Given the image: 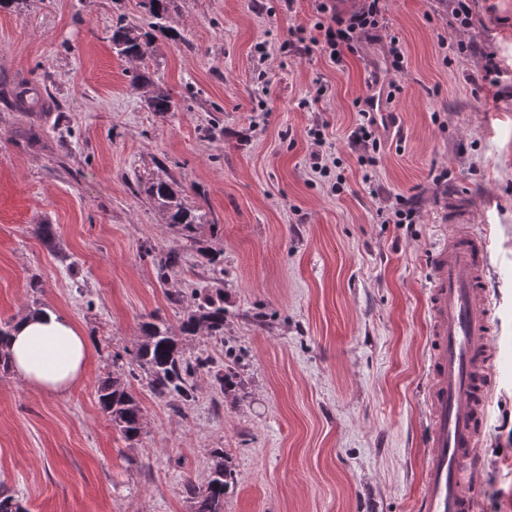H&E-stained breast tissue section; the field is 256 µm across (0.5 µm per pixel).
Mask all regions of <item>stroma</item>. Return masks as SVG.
<instances>
[{
    "mask_svg": "<svg viewBox=\"0 0 512 512\" xmlns=\"http://www.w3.org/2000/svg\"><path fill=\"white\" fill-rule=\"evenodd\" d=\"M176 0L146 60L179 109L149 111L112 51L139 0H25L0 8V318L49 306L89 337L81 386L59 397L0 371V481L29 512H192L212 449L236 471L224 512H416L428 451L426 286L449 220L490 239L489 291L512 350V0H385L380 37L334 64L289 55L314 0ZM399 38L401 71L384 47ZM271 46L260 59V44ZM475 46L495 56L478 79ZM397 87L376 164L353 146L371 71ZM340 157L339 191L313 174L309 128ZM448 180L433 185L434 172ZM185 191L207 223L192 239L146 188ZM413 223H383L397 196ZM52 227L51 241L33 232ZM176 251L160 275L159 254ZM222 290L224 338L185 336L188 356L236 351L235 388L205 372L193 399L132 381L144 431L125 440L97 404L127 378L143 325L179 330L199 293ZM479 447L481 512H512V359L497 370Z\"/></svg>",
    "mask_w": 512,
    "mask_h": 512,
    "instance_id": "stroma-1",
    "label": "stroma"
}]
</instances>
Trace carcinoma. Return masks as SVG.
<instances>
[{
  "label": "carcinoma",
  "instance_id": "1",
  "mask_svg": "<svg viewBox=\"0 0 512 512\" xmlns=\"http://www.w3.org/2000/svg\"><path fill=\"white\" fill-rule=\"evenodd\" d=\"M174 0H142L147 22L142 25L119 24L112 30V46L115 53L139 66L130 71V85L144 93V101L153 112H176L179 103L170 92L156 84L144 64L154 33L169 34L166 26L170 6ZM149 198L163 213L166 223L178 226L190 237L195 225L208 223V213L201 208L190 209L184 204L185 189L172 180L157 178L146 189ZM13 327V320H0V368H9L6 345ZM204 328L216 339L224 338V295H203L193 308L184 314L180 331L194 335ZM145 338L138 344L134 360L146 375L150 393L159 400L173 395L189 402L192 398L193 374L205 369L213 374L222 390L235 386L237 378L235 363L222 366L202 354L194 358L184 356L179 337L175 336L164 321L144 324ZM97 402L100 411L108 417L121 436L128 441L136 440L142 434V406L131 386L117 377H107L97 387ZM212 462L207 482L196 487L188 485L194 512H224V497L236 482L234 469L224 455V449L211 452ZM0 512H28L22 500L0 485Z\"/></svg>",
  "mask_w": 512,
  "mask_h": 512
}]
</instances>
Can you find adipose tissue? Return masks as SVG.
Listing matches in <instances>:
<instances>
[{
	"mask_svg": "<svg viewBox=\"0 0 512 512\" xmlns=\"http://www.w3.org/2000/svg\"><path fill=\"white\" fill-rule=\"evenodd\" d=\"M7 350L21 385L55 395L67 394L85 379L93 355L88 336L69 316L50 308L19 317Z\"/></svg>",
	"mask_w": 512,
	"mask_h": 512,
	"instance_id": "ef3b65f1",
	"label": "adipose tissue"
}]
</instances>
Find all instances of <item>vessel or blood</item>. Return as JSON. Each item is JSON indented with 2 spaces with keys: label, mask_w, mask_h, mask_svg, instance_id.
I'll return each instance as SVG.
<instances>
[{
  "label": "vessel or blood",
  "mask_w": 512,
  "mask_h": 512,
  "mask_svg": "<svg viewBox=\"0 0 512 512\" xmlns=\"http://www.w3.org/2000/svg\"><path fill=\"white\" fill-rule=\"evenodd\" d=\"M428 282L430 380L423 393L430 452L417 512H475L488 393L501 355L487 290L485 239L453 224Z\"/></svg>",
  "instance_id": "b4317fda"
}]
</instances>
